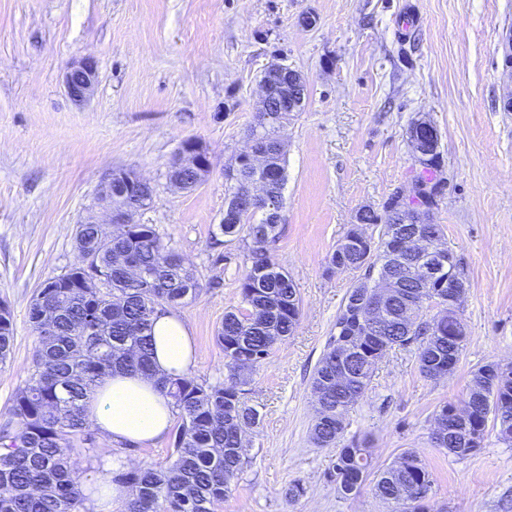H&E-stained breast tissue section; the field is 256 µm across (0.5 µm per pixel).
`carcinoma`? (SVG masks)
<instances>
[{
	"instance_id": "obj_1",
	"label": "carcinoma",
	"mask_w": 512,
	"mask_h": 512,
	"mask_svg": "<svg viewBox=\"0 0 512 512\" xmlns=\"http://www.w3.org/2000/svg\"><path fill=\"white\" fill-rule=\"evenodd\" d=\"M288 113L277 109L257 113L249 137L265 166L244 161L224 172L228 197L219 238L243 243L244 270L238 280L240 305L224 314L217 342L224 349L228 375L222 382L200 381L191 372L156 376L153 364L152 327L161 308L177 309L197 295L200 283L188 264H172L178 255L151 224H127L117 233L107 224H79L75 243L80 264L66 274L51 277L37 289L29 304V323L37 347L26 385L14 397L11 418L0 427V512H90L84 493L86 470L110 448L96 447L85 418V406L97 384L116 371L157 377L161 392L171 399L178 425L172 461L165 468L146 467L119 473L113 480L133 489L122 512H215L231 492L242 468L247 448L244 428L258 424L259 413L247 395L254 370L269 357L275 344L292 335L300 320L296 288L282 270L273 251L276 224H253L254 212L238 200L247 185L265 180L272 202L284 204L287 180L285 151L279 130ZM441 166L438 147L423 162L417 181L439 189L436 173ZM416 207L401 210L400 194L384 202L382 211L369 209L366 224H379L378 236L366 234L365 224H352L329 257L332 270L364 271L363 283L352 288L340 308L334 330L313 376L312 388L325 390L326 402L315 408L312 439L320 447H334L344 431L345 415L365 395L377 364L375 352L417 345L419 369L427 379L438 380L460 361L467 336L448 335V319L412 331L402 327L403 315L423 312L405 304L386 311L390 317L387 340L369 339L365 348L354 343L362 335L359 314L369 304L375 288L385 285L403 294L422 289L441 296L459 288L463 278L448 274V264L435 268L432 280L418 273L422 255L412 250L408 235L400 232L402 217L423 226L421 239L434 249L444 239L440 224L429 222L432 201L412 200ZM93 255L105 284L86 285L87 256ZM14 345L10 306L0 302V363ZM349 345L362 368L359 378L341 387L336 384V352ZM469 407L454 418L455 456L464 457L481 447L488 422L500 441L512 445V366L502 369L489 363L473 373L463 399ZM371 454L362 441L353 440L339 450L332 478L337 489L356 494L370 475ZM374 476L377 497L388 503L412 488L430 489L432 479L417 455L406 450L398 460Z\"/></svg>"
}]
</instances>
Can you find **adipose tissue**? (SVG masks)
Listing matches in <instances>:
<instances>
[{"label": "adipose tissue", "mask_w": 512, "mask_h": 512, "mask_svg": "<svg viewBox=\"0 0 512 512\" xmlns=\"http://www.w3.org/2000/svg\"><path fill=\"white\" fill-rule=\"evenodd\" d=\"M154 366L159 374L187 371L193 337L176 313L162 312L153 324ZM86 418L112 444L144 445L165 436L174 423L171 401L153 378L114 373L103 379L86 406Z\"/></svg>", "instance_id": "obj_1"}]
</instances>
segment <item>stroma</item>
Returning <instances> with one entry per match:
<instances>
[{"mask_svg":"<svg viewBox=\"0 0 512 512\" xmlns=\"http://www.w3.org/2000/svg\"><path fill=\"white\" fill-rule=\"evenodd\" d=\"M314 20L311 27L302 17ZM512 0H0V301L15 338L0 364V421L10 415L36 351L29 303L78 261L75 229L101 217L99 185L132 170L153 188L134 223L153 225L196 270L201 289L179 313L194 338V376L223 380L216 333L238 307L243 245L212 242L224 217L225 169L245 149L265 67L300 71L308 93L280 131L287 183L273 246L302 302L300 323L256 371L259 413L248 457L217 512H393L372 483L341 495L338 451L311 439L313 372L352 286L328 259L360 207L410 194L419 166L412 121L440 134L441 194L430 213L466 279L459 314L468 340L452 374L419 370L416 346L390 350L345 417L341 444L368 439L372 465L416 451L433 479L434 512H512V446L487 429L458 458L434 447V413L460 402L479 366L512 363ZM91 54L99 77L75 104L62 75ZM198 140L211 171L182 191L169 171ZM220 287H210L212 277ZM305 492L292 498L288 490Z\"/></svg>","mask_w":512,"mask_h":512,"instance_id":"1","label":"stroma"}]
</instances>
